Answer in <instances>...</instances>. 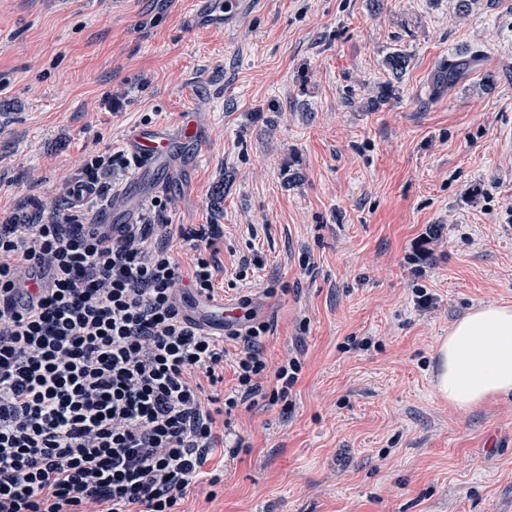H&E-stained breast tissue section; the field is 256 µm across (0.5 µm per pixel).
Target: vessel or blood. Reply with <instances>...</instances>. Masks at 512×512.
Segmentation results:
<instances>
[{"instance_id": "b4317fda", "label": "vessel or blood", "mask_w": 512, "mask_h": 512, "mask_svg": "<svg viewBox=\"0 0 512 512\" xmlns=\"http://www.w3.org/2000/svg\"><path fill=\"white\" fill-rule=\"evenodd\" d=\"M204 133L203 119L196 112L186 113L175 128L144 125L131 130L127 145L138 157L139 168L123 190L113 193L92 214L94 230L112 238L122 225L139 223L145 202L160 192L166 179L186 177L203 146ZM53 284L46 268L22 263L14 271L15 294L30 302H38ZM176 303L185 317L209 332H223L225 325L244 316L242 309L226 307L223 300L185 290L177 292Z\"/></svg>"}]
</instances>
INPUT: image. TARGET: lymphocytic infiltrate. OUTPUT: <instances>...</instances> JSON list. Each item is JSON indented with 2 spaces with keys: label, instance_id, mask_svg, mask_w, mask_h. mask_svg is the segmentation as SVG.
I'll return each instance as SVG.
<instances>
[{
  "label": "lymphocytic infiltrate",
  "instance_id": "obj_1",
  "mask_svg": "<svg viewBox=\"0 0 512 512\" xmlns=\"http://www.w3.org/2000/svg\"><path fill=\"white\" fill-rule=\"evenodd\" d=\"M166 210L151 200L111 241L58 207L0 224V512H179L218 416L287 399L299 366L265 386L264 324L210 336L180 316L177 290L215 291L217 232L168 223ZM21 263L55 273L31 306L8 298ZM229 359L234 391L205 395Z\"/></svg>",
  "mask_w": 512,
  "mask_h": 512
}]
</instances>
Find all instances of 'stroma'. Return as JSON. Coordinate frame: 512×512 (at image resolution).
Listing matches in <instances>:
<instances>
[{"label": "stroma", "instance_id": "1", "mask_svg": "<svg viewBox=\"0 0 512 512\" xmlns=\"http://www.w3.org/2000/svg\"><path fill=\"white\" fill-rule=\"evenodd\" d=\"M224 2L220 22L184 0H0V223L66 199L132 128L204 113L168 219L219 226L225 304L265 323L268 372L301 370L228 415L220 481L184 512H512V395L458 409L432 385L458 319L512 306V0ZM475 57L476 54H472L442 62L438 68L437 84L445 87L455 82Z\"/></svg>", "mask_w": 512, "mask_h": 512}]
</instances>
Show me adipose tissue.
<instances>
[{"instance_id": "obj_1", "label": "adipose tissue", "mask_w": 512, "mask_h": 512, "mask_svg": "<svg viewBox=\"0 0 512 512\" xmlns=\"http://www.w3.org/2000/svg\"><path fill=\"white\" fill-rule=\"evenodd\" d=\"M433 385L456 408L512 393V307H482L457 321L439 343Z\"/></svg>"}]
</instances>
